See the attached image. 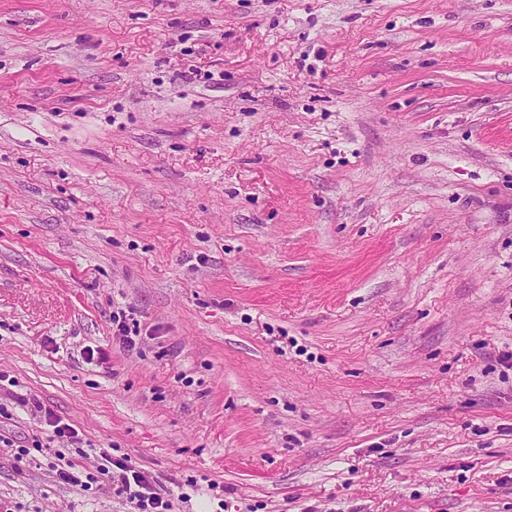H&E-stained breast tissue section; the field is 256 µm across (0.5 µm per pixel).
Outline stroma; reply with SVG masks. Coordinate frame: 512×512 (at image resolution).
I'll return each mask as SVG.
<instances>
[{
	"label": "stroma",
	"instance_id": "stroma-1",
	"mask_svg": "<svg viewBox=\"0 0 512 512\" xmlns=\"http://www.w3.org/2000/svg\"><path fill=\"white\" fill-rule=\"evenodd\" d=\"M505 353L512 0H0V512H512ZM45 417L49 422V426L52 427L51 434H46L45 444L50 447L51 443H54L56 439L67 438L71 444L81 443L82 438L78 428L70 423L63 422L62 419L56 417L51 410L44 409ZM98 465L97 475L86 470L76 468V464L67 461L63 466L51 465L55 471L56 481L69 487H79L82 490L89 489L96 484L102 494L117 496L128 494L131 503H135L139 512H167L170 511V502L156 487L157 481L140 472L132 470L122 459H113L112 454L106 448H99L96 454ZM132 483L134 490H132Z\"/></svg>",
	"mask_w": 512,
	"mask_h": 512
}]
</instances>
